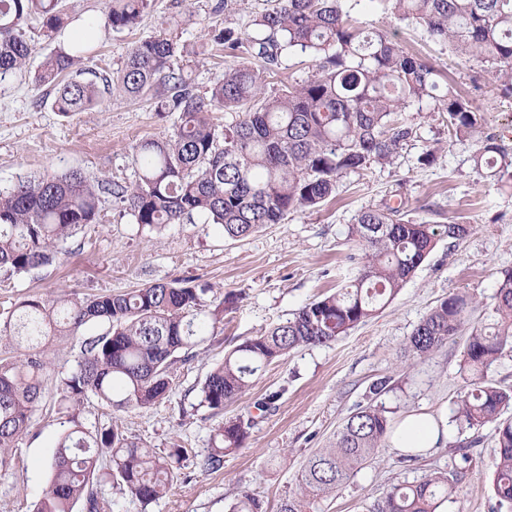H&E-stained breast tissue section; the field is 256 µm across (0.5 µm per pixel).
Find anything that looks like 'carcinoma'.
<instances>
[{"mask_svg": "<svg viewBox=\"0 0 512 512\" xmlns=\"http://www.w3.org/2000/svg\"><path fill=\"white\" fill-rule=\"evenodd\" d=\"M389 2L396 19L423 27L465 62L487 64L502 90L512 93V0ZM149 6L150 0H108L81 38L44 58L33 80L49 89L54 110L64 116L100 106L106 93L150 96L158 112L178 114L172 131L134 146L140 171L131 184L72 170L0 190V270L23 274L52 263L61 242L95 222L107 196L124 203L150 232L200 215L224 236L246 238L282 223L294 210L322 205L342 174L391 163L413 134L402 113L423 101L446 113L456 137L472 141L475 173L512 191V155L484 131L477 110L441 88L434 70L406 52L391 30L354 18L348 0H274L256 20V35L231 27L219 31L214 41L237 63L207 96L170 68L180 47L166 32L136 42L115 77L104 69H74L94 59L99 31L134 28ZM32 19L47 40L71 23L66 0H0V81L26 69L32 54L26 26ZM290 49L312 57L315 73L267 92L281 53ZM222 110L238 118L221 127L213 113ZM470 231L468 224L409 221L402 203L359 212L348 237L366 252L362 268L336 292L225 354L201 387V403L222 411L290 351L325 345L355 328L398 294L441 238L462 240ZM207 292V286L184 279L121 294L29 295L0 317V346L24 350L19 360L0 356V475L12 468L18 441L43 397L52 365L50 338L109 325L83 341L77 370L61 380L65 411L91 395L118 409L148 408L169 396L178 359L190 360L180 353L203 339L200 315ZM497 295L493 322L468 336V385L455 420L469 429L495 424L494 489L498 506L512 510V418H502L512 406V390L488 379L503 350L512 348V272L500 281ZM473 309V298L450 293L413 330L408 350L419 357L433 354L461 331ZM68 422L72 426L56 440L51 480L35 512H74L78 504L83 512H111V502L93 489L103 457L112 463L109 476L116 487L143 504L161 498L180 468L179 445L160 454L112 427L92 431L73 415ZM249 427L239 418L217 426L196 467L204 473L223 469L224 456L243 446ZM387 431L384 410L369 405L352 413L335 443L308 459L300 492L284 499L278 512H316L318 500L336 492L384 447ZM453 483L448 474L435 472L420 482L394 484L369 512H437ZM231 512H261V503L244 492Z\"/></svg>", "mask_w": 512, "mask_h": 512, "instance_id": "carcinoma-1", "label": "carcinoma"}]
</instances>
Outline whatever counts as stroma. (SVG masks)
Here are the masks:
<instances>
[{
    "label": "stroma",
    "instance_id": "1",
    "mask_svg": "<svg viewBox=\"0 0 512 512\" xmlns=\"http://www.w3.org/2000/svg\"><path fill=\"white\" fill-rule=\"evenodd\" d=\"M216 0H151L132 30L101 33L95 62L116 73L133 43L169 28L183 48L170 62L183 69L199 93L223 79L231 60L213 42L215 30L232 27L256 33L255 21L267 0H238L231 13L215 11ZM362 21L394 30L401 45L423 58L442 81L469 99L486 132L512 152V94H504L489 67L464 62L431 40L423 29L395 20L377 0H360ZM33 52L27 72L0 82V189L42 173L82 170L122 184L138 177L134 146L160 139L174 116L161 115L154 99L106 97L103 106L68 116L55 112L35 71L50 45L30 29ZM416 130L392 164L343 174L335 197L313 210L289 213L243 240L225 238L204 217L152 233L136 224L121 204L104 199L96 223L62 243L57 263L26 274L0 271V315L29 295L75 293L87 297L131 291L152 282L195 278L211 287L204 309V339L189 361L176 363L168 399L150 408L116 410L89 397L77 412L88 429L115 426L145 446L186 454L166 494L149 505L101 479L96 488L112 501V512H229L236 495L254 493L263 512H276L282 499L297 494L307 459L329 447L358 407H382L389 426L412 413L448 418V439L438 448L407 459L382 448L354 471L319 512H368L391 485L416 482L438 471L457 469V494L445 512H498L493 463L494 425L466 429L454 421L455 402L467 384L462 369L467 332H460L432 356L407 352L408 336L448 293L474 297L473 325L487 324L497 305L498 284L512 271V191L480 179L469 142L454 140L443 113L431 105L410 110ZM437 147V158L420 156ZM405 201V217L417 223L471 225L463 240L443 238L414 276L384 308L335 341L291 351L265 368L235 403L216 412L203 406L200 388L209 372L235 345L287 320L307 303L332 293L353 276L364 252L347 229L359 211ZM83 339L71 336L49 344L53 362L45 395L32 426L15 452L13 467L0 476V512H33L50 480L48 463L63 425L58 414L60 378L76 371ZM386 378L389 391L374 395L372 383ZM279 398L268 411L255 404L270 393ZM250 418L243 446L227 455L221 471L204 474L195 458L210 448L222 422Z\"/></svg>",
    "mask_w": 512,
    "mask_h": 512
}]
</instances>
